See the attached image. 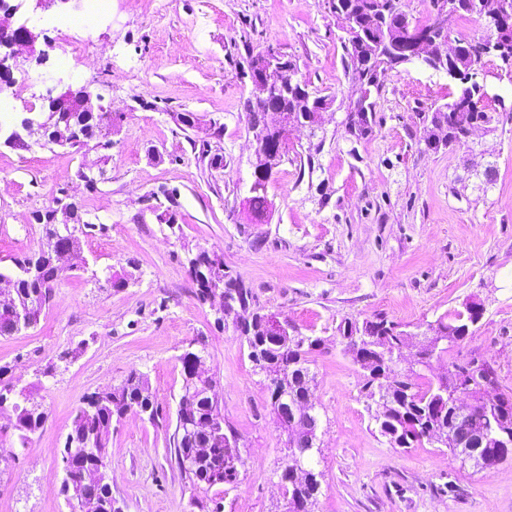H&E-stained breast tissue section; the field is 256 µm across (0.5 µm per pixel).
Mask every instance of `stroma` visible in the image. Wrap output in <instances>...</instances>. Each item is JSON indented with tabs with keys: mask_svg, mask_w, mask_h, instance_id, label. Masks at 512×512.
<instances>
[{
	"mask_svg": "<svg viewBox=\"0 0 512 512\" xmlns=\"http://www.w3.org/2000/svg\"><path fill=\"white\" fill-rule=\"evenodd\" d=\"M82 6L16 15L49 42L45 64L23 65L21 101L38 106L68 86L54 24ZM345 26L330 0H112L73 57L93 106L115 124L104 180L89 191L76 176L99 152L33 137L23 150L0 143L1 271L38 250L34 215L59 189L83 220L106 227L83 240L85 268L63 273L38 324L0 336V364L16 387L38 385L47 413L24 449L0 415V512H69L60 451L74 412L133 371L147 377L159 413L115 425L112 496L122 512H200L172 444L178 358L200 337L243 460L236 481L207 496L221 512H279L285 437L245 343L195 296L188 259L202 250L223 256L255 309L325 340L311 365L323 416L316 512H512V462L484 475L444 447H392L367 409L362 370L336 343L347 319L383 316L418 333L474 299L483 316L451 355L489 359L500 392L512 395V70L491 56L477 68L479 105L493 120L468 146L427 148L432 109L461 84L419 62L380 75L374 118L354 135ZM270 48L334 104L319 128L289 129L259 216L248 201L246 103L250 61ZM184 112L196 114L195 128L179 122ZM170 193L171 226L155 215ZM109 269L122 287L106 285ZM73 349L77 357L61 361Z\"/></svg>",
	"mask_w": 512,
	"mask_h": 512,
	"instance_id": "stroma-1",
	"label": "stroma"
}]
</instances>
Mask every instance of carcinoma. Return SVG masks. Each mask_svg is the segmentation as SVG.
I'll return each mask as SVG.
<instances>
[{"instance_id": "cac0c4a2", "label": "carcinoma", "mask_w": 512, "mask_h": 512, "mask_svg": "<svg viewBox=\"0 0 512 512\" xmlns=\"http://www.w3.org/2000/svg\"><path fill=\"white\" fill-rule=\"evenodd\" d=\"M375 7L382 20L391 27L398 26L404 16L400 9V0H332V8L337 16L343 17L351 31L348 38L347 55L349 67L358 85L372 82L377 70H391L399 63L383 54H375L371 42L382 37L379 25L371 21L368 8ZM493 41L500 50L496 57L505 64L512 63V23L504 24L493 30ZM482 57L465 60L457 65L460 80L471 82L470 90L474 99L482 96L481 86L473 81L477 66ZM484 114L481 108H473L469 112L443 113L439 109L432 110V118L444 119L448 128L446 145L451 146L460 141L466 132L469 119H479ZM112 120V113L97 112L87 119L85 128L87 137L99 136L105 138L107 126ZM17 271L9 274L0 272V279H6L13 285L17 301L37 303L33 311V320L39 321L40 315L50 300L53 288L63 273L56 257L41 251L26 257L16 263ZM189 274L196 285V297L204 302L214 298L218 291L216 286L227 285L233 288L242 305H250L252 294L237 280L224 272V260L217 255L197 253L189 259ZM473 320V313L467 309L452 314L448 318L440 317L427 324L426 332L442 339L436 348V356L440 359L448 357L452 347ZM364 327L370 336H386L397 328V325L384 317L361 322L347 319L338 328L340 333L338 345L344 354L351 352V337L355 330ZM239 335L247 346L248 358L253 364L254 371L263 375L269 396L271 410L276 411L280 406L292 400L295 390L302 388L303 381L310 379L312 354L318 347L307 343L304 347L288 352L280 351L275 342L267 339L264 326V316L261 312H253L252 321L244 325ZM288 363V383L282 385L270 378L273 365L279 362ZM430 360H421L412 376L405 382L386 384L383 380L391 365L383 358H377L370 365V378L364 384L365 397L370 399L369 405L375 406L372 414L378 433L387 438L395 448H414L425 443L438 434L448 433V428L455 420V409L451 393L458 385L451 377L428 378ZM9 367L0 366V405L7 404L17 410L18 420L15 429L18 431L19 442L23 443L29 435L41 428L45 421V413H30L26 410L28 402L35 400V388H25L16 391L4 382ZM477 405L469 428L472 433L482 439V443L473 447L472 454L484 461L472 469L476 473L489 474L499 465L512 462V396L500 397L497 402L485 404L479 391ZM148 411L149 419L158 415L154 396L147 378L141 373L131 372L120 386L112 389L106 395L92 393L83 401L75 412L71 431H89L95 433L98 447L109 445L114 424L129 412L139 409ZM214 411L206 399L197 402L196 413L188 421L176 422L173 435V445L179 466L183 467L185 477L193 487L208 491L222 485L224 481H234L238 475V467L242 464L235 449L225 445L224 433H212L207 429L209 416ZM202 445L212 448V455L200 461L195 469L184 468L183 458ZM318 449L312 448L303 456L294 458L286 456L288 467L300 465L309 471V478L303 483H288L286 492L288 499L315 508L321 490L323 473L315 466V455Z\"/></svg>"}]
</instances>
